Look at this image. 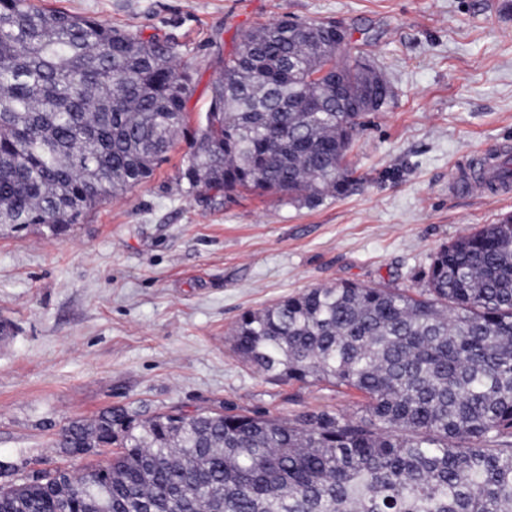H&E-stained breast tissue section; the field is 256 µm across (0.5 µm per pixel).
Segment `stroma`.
<instances>
[{
    "instance_id": "1",
    "label": "stroma",
    "mask_w": 512,
    "mask_h": 512,
    "mask_svg": "<svg viewBox=\"0 0 512 512\" xmlns=\"http://www.w3.org/2000/svg\"><path fill=\"white\" fill-rule=\"evenodd\" d=\"M143 37L177 42L194 79L190 125L242 30L336 21L393 99L366 115L351 194L308 208L256 192L213 208L177 176L178 138L146 183L56 237L0 231V486L107 462L56 445L69 421L104 409L139 420L229 410L291 420L357 414L361 397L283 382L233 350L240 315L305 289L352 282L418 293L434 253L512 214V196L456 194L449 180L512 144V0H34Z\"/></svg>"
}]
</instances>
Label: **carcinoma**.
I'll return each instance as SVG.
<instances>
[{
  "mask_svg": "<svg viewBox=\"0 0 512 512\" xmlns=\"http://www.w3.org/2000/svg\"><path fill=\"white\" fill-rule=\"evenodd\" d=\"M344 52L334 22L241 32L190 130L193 76L174 44L0 0V229L64 235L147 181L180 135L190 195L347 196L361 119L392 91ZM425 278L417 295L309 288L234 329L259 372L353 389L365 417L108 408L57 446L115 444L112 461L0 487V512H512V215L441 247Z\"/></svg>",
  "mask_w": 512,
  "mask_h": 512,
  "instance_id": "carcinoma-1",
  "label": "carcinoma"
}]
</instances>
